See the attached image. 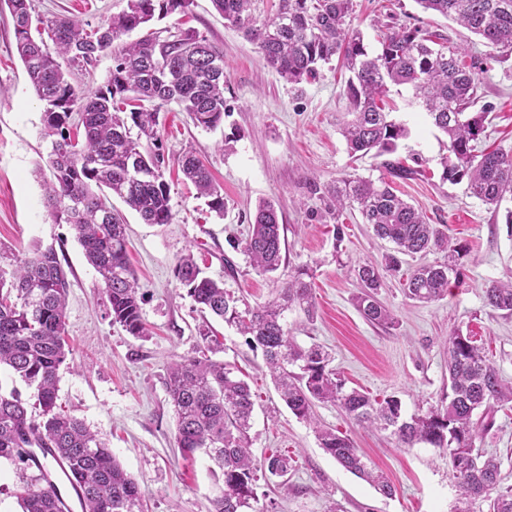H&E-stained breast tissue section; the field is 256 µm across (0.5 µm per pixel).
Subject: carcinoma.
<instances>
[{
  "label": "carcinoma",
  "instance_id": "obj_1",
  "mask_svg": "<svg viewBox=\"0 0 512 512\" xmlns=\"http://www.w3.org/2000/svg\"><path fill=\"white\" fill-rule=\"evenodd\" d=\"M258 0H212L224 20L256 43L266 65L290 83L315 77L320 65L339 56L350 72L344 94L349 119L341 133L349 152L361 157L393 153L408 128L385 111L391 85H406L414 103L448 138L442 158L443 178L466 182L468 196L499 209L512 201V150L476 148L486 112H473L477 94L474 73L455 57L448 37L422 27L385 25L381 52L372 55L359 31L348 27L352 0H279L276 16L260 19ZM424 11L450 18L487 46L512 50V0H416ZM193 0H127V8L107 25L84 30L67 17L38 19L32 34L31 0H8L17 53L40 101L45 135L52 138V178L45 183L46 203L58 223L72 226L87 262L98 273L110 304L112 322L130 335H147L141 298L127 249L126 222L108 197L121 198L146 224H168L172 212L163 160L152 150L158 141L157 103L175 102L193 124L212 130L224 121V54L195 30L165 38L152 33L123 45L105 86L85 93L73 83L87 73L99 53L121 36L174 13H186ZM139 102L124 112L116 98ZM184 179L224 214V194L191 148L177 159ZM392 179L345 177L336 187V207H356L376 235L393 243L383 266H358L361 291L356 306L372 325L392 326L393 314L378 299L383 272L396 273L403 257L430 252L444 261L414 267L403 283L406 296L432 302L462 283L468 250L430 224L402 199L394 179L407 170L383 162ZM282 224L275 206L258 204L243 253L260 273L281 268ZM177 278L199 305L249 337L262 349L282 400L298 419L316 425L320 447L348 472L392 495L383 475L368 465L350 439L317 424L315 406L332 403L359 423H368L407 448L419 444L448 451V467L463 490L456 512H474L478 501L488 512H512V487L501 485V461L487 457L476 441L494 426L500 408H512V383L502 379L484 350L468 336L453 332L448 350V394L428 412L402 416L395 397L378 400L345 389L319 345L300 346L290 336L285 313L298 309L314 317L315 299L308 266L288 271L278 294L262 306L239 307L224 284L208 277L187 254L176 267ZM68 280L52 245L37 249L14 268L0 267V371L19 377L33 392L25 396L0 380V461L28 464L40 448L44 462L65 468L80 488L82 512H144L138 482L120 465L107 443L81 420L58 409V372L70 346L65 336ZM486 305L512 314V281L489 280ZM166 391L176 418V442L183 455L202 452L223 481L210 512H248L256 499L257 471L284 477L290 461L281 453L257 465L248 430L254 408L248 384L232 376L222 362L184 355L171 363ZM21 512H63L45 474L17 493Z\"/></svg>",
  "mask_w": 512,
  "mask_h": 512
}]
</instances>
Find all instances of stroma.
<instances>
[{
  "label": "stroma",
  "instance_id": "1",
  "mask_svg": "<svg viewBox=\"0 0 512 512\" xmlns=\"http://www.w3.org/2000/svg\"><path fill=\"white\" fill-rule=\"evenodd\" d=\"M39 15H67L96 27L122 12L127 0H32ZM350 20L371 50L388 15L448 37L478 78V108L488 111L479 149L512 148V53L487 47L453 21L423 11L416 0H353ZM173 32L194 29L220 47L227 63L224 122L196 127L176 103L159 111L160 148L170 185L172 219L146 224L120 199L112 205L128 224L129 259L143 296L148 336L136 338L114 324L104 285L86 261L71 225L56 222L45 206L51 140L44 135L43 104L18 57L9 10L0 0V267L54 246L69 281L66 335L72 354L61 366L58 402L97 433L144 493L145 512H209L221 479L204 454L184 458L165 390L171 361L204 354L230 364L250 386L255 402L248 432L256 460L288 455L287 488L259 474L255 512H455L462 490L442 450L404 448L390 433L356 423L336 405L316 408L318 424L348 436L389 479L385 497L344 470L320 447L314 426L286 407L266 369L261 349L221 319L200 312L176 277L183 254H193L213 279L249 305L275 297L283 274H261L240 249L259 201L275 204L284 226L282 256L313 270V319L290 311L288 327L304 347L329 350L347 388L377 399L398 398L404 415L440 405L448 391L445 341L462 330L484 346L502 379L512 382V316L485 304L482 286L512 279V233L503 213L470 198L442 176L448 140L418 108L408 87L392 88L386 103L407 122L409 135L395 155L410 169L395 187L422 209L429 223L444 224L469 249L462 284L443 299L421 303L402 290L400 274L387 276L380 302L397 319L392 328L371 325L358 312L355 271L382 261L391 245L378 238L358 210L337 211L332 191L339 179H378L382 157L350 155L338 124L347 110V72L323 64L316 80L293 85L269 68L256 44L227 24L211 0H194L187 15L154 21ZM194 148L223 190V215L211 212L193 186L184 185L175 161ZM341 224L342 242L333 238ZM478 448L502 461L512 486V409L500 410Z\"/></svg>",
  "mask_w": 512,
  "mask_h": 512
}]
</instances>
